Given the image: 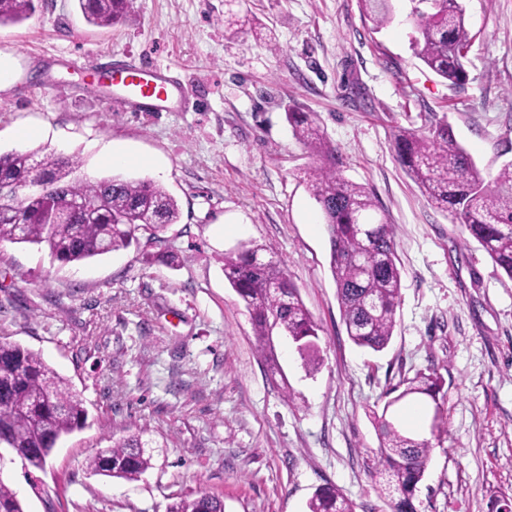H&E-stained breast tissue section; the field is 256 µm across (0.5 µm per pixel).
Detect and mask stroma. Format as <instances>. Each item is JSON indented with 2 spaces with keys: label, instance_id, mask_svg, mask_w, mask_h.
Returning <instances> with one entry per match:
<instances>
[{
  "label": "stroma",
  "instance_id": "35a3bbf8",
  "mask_svg": "<svg viewBox=\"0 0 512 512\" xmlns=\"http://www.w3.org/2000/svg\"><path fill=\"white\" fill-rule=\"evenodd\" d=\"M392 4L379 30L359 0H132L105 28L77 0H40L32 18L0 27V152L40 147L78 158L87 179H148L180 209L158 234L138 230L127 249L79 262L0 244V341L38 353L88 411L44 469L0 452V482L24 512H166L202 492L224 512H308L326 485L355 512H388L366 463L373 414L419 372L443 384L437 402L395 408L432 440L417 512L512 501V280L421 192L393 140L446 123L484 175L512 162V0H461L472 42L455 89L411 48V0ZM105 61L161 69L182 96L171 111H140L92 81ZM290 110L314 113L337 169L394 226L401 302L383 351L346 333L328 226L304 181L319 160ZM112 147L132 162L112 166ZM250 244L284 264L317 323L316 369L285 336L274 339L282 376L258 352L223 270L225 253ZM168 251L179 266L162 260ZM138 426L152 457L138 480L88 468Z\"/></svg>",
  "mask_w": 512,
  "mask_h": 512
}]
</instances>
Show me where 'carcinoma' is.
I'll use <instances>...</instances> for the list:
<instances>
[{
	"label": "carcinoma",
	"mask_w": 512,
	"mask_h": 512,
	"mask_svg": "<svg viewBox=\"0 0 512 512\" xmlns=\"http://www.w3.org/2000/svg\"><path fill=\"white\" fill-rule=\"evenodd\" d=\"M87 23L110 27L126 16L128 0H77ZM412 48L433 72L456 87L467 78L465 58L471 46L459 0H416ZM363 15L379 30L392 20L391 0H360ZM36 0H0V26L33 17ZM294 136L320 158L334 154L308 112H286ZM397 156L408 175L437 208L448 212L512 280V162L486 179L446 124L427 134L400 129L394 134ZM78 160L44 149L0 153V243L46 245L62 262H76L128 248L136 231H162L179 218L176 200L150 180L118 176L96 180L77 175ZM308 189L330 230V269L336 283L347 335L359 347L383 351L391 341L400 302L401 274L393 226L379 213L373 194L325 165L305 172ZM43 184L39 192L16 195L25 184ZM262 247L224 254V277L250 314L258 350L273 372V337L288 336L305 362L317 349V325L305 308L284 266L259 258ZM442 381L436 373H418L374 413L379 445L368 467L379 479L390 512H417L414 504L423 480L431 442L411 437L390 413L402 399L436 400ZM87 420L83 400L69 382L40 355L17 343L0 342V439L21 453L35 449L26 465L43 469L58 439ZM88 467L128 481L151 468L136 434L112 440V446L88 459ZM308 512H353L352 503L334 486L319 488ZM0 512H24L20 500L0 481ZM167 512H224L218 497L182 499Z\"/></svg>",
	"instance_id": "obj_1"
}]
</instances>
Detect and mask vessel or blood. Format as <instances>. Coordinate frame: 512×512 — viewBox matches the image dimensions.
Instances as JSON below:
<instances>
[{"mask_svg": "<svg viewBox=\"0 0 512 512\" xmlns=\"http://www.w3.org/2000/svg\"><path fill=\"white\" fill-rule=\"evenodd\" d=\"M104 76L121 84L131 92L132 99L150 112H167L173 107L178 92L175 81L169 80L161 70L128 71L113 69L102 64Z\"/></svg>", "mask_w": 512, "mask_h": 512, "instance_id": "b4317fda", "label": "vessel or blood"}]
</instances>
